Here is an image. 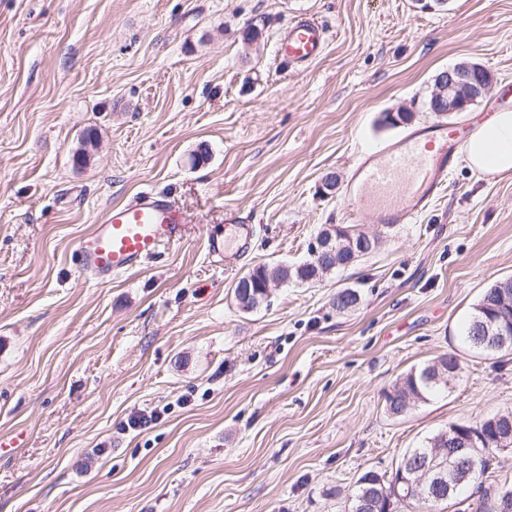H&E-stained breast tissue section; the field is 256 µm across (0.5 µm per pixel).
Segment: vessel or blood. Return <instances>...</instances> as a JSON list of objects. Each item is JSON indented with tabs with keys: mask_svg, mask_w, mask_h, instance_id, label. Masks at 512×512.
I'll return each instance as SVG.
<instances>
[{
	"mask_svg": "<svg viewBox=\"0 0 512 512\" xmlns=\"http://www.w3.org/2000/svg\"><path fill=\"white\" fill-rule=\"evenodd\" d=\"M326 27L303 17L282 32L277 54L295 68H306L325 53ZM465 140L457 131L434 125L413 133L358 163L347 188L353 208L374 207L388 227L414 223L444 190ZM186 217L169 197L142 191L108 209L102 222L77 243L78 267L107 281L142 266L161 249L178 242ZM252 228L233 206L224 208V237L209 239L208 250L234 257L248 243Z\"/></svg>",
	"mask_w": 512,
	"mask_h": 512,
	"instance_id": "obj_1",
	"label": "vessel or blood"
}]
</instances>
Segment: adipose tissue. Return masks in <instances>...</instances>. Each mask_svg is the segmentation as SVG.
I'll return each mask as SVG.
<instances>
[{"instance_id": "1", "label": "adipose tissue", "mask_w": 512, "mask_h": 512, "mask_svg": "<svg viewBox=\"0 0 512 512\" xmlns=\"http://www.w3.org/2000/svg\"><path fill=\"white\" fill-rule=\"evenodd\" d=\"M464 162L475 172L512 171V111L497 113L472 133L464 150Z\"/></svg>"}]
</instances>
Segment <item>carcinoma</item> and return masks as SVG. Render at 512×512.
Segmentation results:
<instances>
[{
	"mask_svg": "<svg viewBox=\"0 0 512 512\" xmlns=\"http://www.w3.org/2000/svg\"><path fill=\"white\" fill-rule=\"evenodd\" d=\"M333 237L336 255L330 261L315 266L309 261L298 266L282 264L263 265L241 277L250 280V294H235V298L245 311L257 308L266 300L264 284L273 279L279 283L289 280L308 282L317 280L323 275L341 271L359 259L350 248V240H357L364 233L349 226L331 225L323 229ZM507 285L512 289V277L498 280L482 293L466 326V336H471L480 322L494 318L501 305L500 288ZM360 301V294L353 288H344L336 293L333 305L339 312H348ZM453 361L456 368L461 364L454 355H444L421 367L410 369L392 387L385 396V407L389 415L401 417L406 415L417 403L428 400V397L446 389L451 382L458 379L460 373H448V361ZM493 441L492 447L512 448V410H504L477 424H451L438 432L421 448H412L402 457L399 466L414 467L426 461L446 460L448 465L454 464L452 452L460 447L466 448L470 464L466 468H458L455 474L445 473L444 480L435 487L424 486L418 492L398 501L389 500L392 481L399 479L400 470H395L392 480L380 481L374 471L362 474L354 483L349 493L350 512H400V509H417L419 512H439V507L448 502L456 488L460 485L472 484L476 492L460 501V512H491L490 502L494 494L485 486L491 466V451L485 440Z\"/></svg>",
	"mask_w": 512,
	"mask_h": 512,
	"instance_id": "1",
	"label": "carcinoma"
}]
</instances>
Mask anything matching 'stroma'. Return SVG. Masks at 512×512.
Segmentation results:
<instances>
[{
	"mask_svg": "<svg viewBox=\"0 0 512 512\" xmlns=\"http://www.w3.org/2000/svg\"><path fill=\"white\" fill-rule=\"evenodd\" d=\"M302 16L329 45L297 71L275 47ZM461 62L512 84V0H0V437L26 434L0 457V512H348L363 473L512 409V351L462 338L512 276V172L456 163L392 230L346 198L361 153L485 109L430 112ZM144 189L185 211L182 239L112 281L82 273L77 242ZM228 205L254 228L233 268L207 249ZM327 224L379 245L240 308L241 276L310 261ZM450 352L448 390L389 416L395 381ZM507 280L509 281V283L505 287L502 286L504 282ZM500 288L512 289V277L496 281L489 288H486L485 291L482 293L478 303L473 308L474 311L471 314L466 326V338L470 346V336L475 331L477 323L492 320L494 316L497 314V311L499 310L501 303V307L503 310H505L508 307L507 305H510L512 309L511 300L507 296H504L501 302Z\"/></svg>",
	"mask_w": 512,
	"mask_h": 512,
	"instance_id": "obj_1",
	"label": "stroma"
}]
</instances>
